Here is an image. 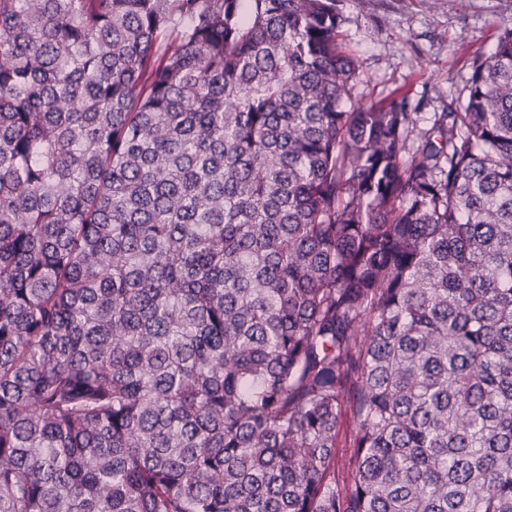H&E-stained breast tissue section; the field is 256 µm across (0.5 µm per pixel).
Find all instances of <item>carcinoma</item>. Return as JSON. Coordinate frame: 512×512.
<instances>
[{"label":"carcinoma","instance_id":"carcinoma-1","mask_svg":"<svg viewBox=\"0 0 512 512\" xmlns=\"http://www.w3.org/2000/svg\"><path fill=\"white\" fill-rule=\"evenodd\" d=\"M339 24L0 0V512H512V31L419 129Z\"/></svg>","mask_w":512,"mask_h":512}]
</instances>
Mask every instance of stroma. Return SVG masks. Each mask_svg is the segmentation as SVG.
I'll use <instances>...</instances> for the list:
<instances>
[{"mask_svg": "<svg viewBox=\"0 0 512 512\" xmlns=\"http://www.w3.org/2000/svg\"><path fill=\"white\" fill-rule=\"evenodd\" d=\"M343 48L358 58L352 106L408 94L429 128L466 98L474 56L512 29V0H337Z\"/></svg>", "mask_w": 512, "mask_h": 512, "instance_id": "35a3bbf8", "label": "stroma"}]
</instances>
